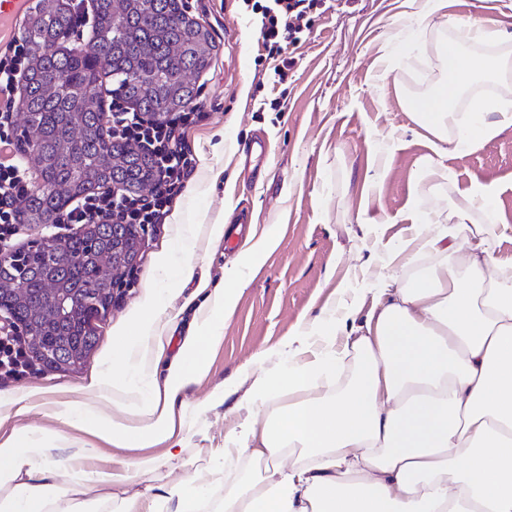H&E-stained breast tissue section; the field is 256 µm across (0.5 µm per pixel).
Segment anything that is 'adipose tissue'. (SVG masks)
I'll list each match as a JSON object with an SVG mask.
<instances>
[{"label":"adipose tissue","instance_id":"ef3b65f1","mask_svg":"<svg viewBox=\"0 0 512 512\" xmlns=\"http://www.w3.org/2000/svg\"><path fill=\"white\" fill-rule=\"evenodd\" d=\"M441 78L409 99L434 138L417 181L441 174L449 155L512 125V101L458 111L476 75L498 76L499 57L480 58L454 39L437 51ZM204 185L178 209L175 254L155 260L148 287L87 385L95 404L51 405L61 423L127 449L106 465L96 449L60 447L22 427L0 439V512H512V277L490 242L489 224L468 208L432 235L412 233L389 261L391 273L364 322L339 319L334 302L278 346L288 359L265 372L273 351L244 368L248 417L211 449L213 464L192 480L130 492L163 460L184 451L197 421L224 403L226 387L188 403L205 379L246 281L238 269L210 291L176 357L164 362L161 319L193 270ZM428 257L403 277L407 265Z\"/></svg>","mask_w":512,"mask_h":512}]
</instances>
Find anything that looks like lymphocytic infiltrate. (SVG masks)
I'll return each mask as SVG.
<instances>
[{
    "mask_svg": "<svg viewBox=\"0 0 512 512\" xmlns=\"http://www.w3.org/2000/svg\"><path fill=\"white\" fill-rule=\"evenodd\" d=\"M317 0H272L263 6L260 32L263 42H274L276 52H284L299 28L297 19L313 8ZM23 43L13 42L0 58V253L8 245L18 222L19 203L30 186L13 155L12 125L15 112L13 92L24 71ZM199 117L198 107H190L161 122L143 119L121 103H113L107 127L113 139L137 146L152 160L155 181L147 194L99 191L82 198L61 215L64 224H133L156 228L164 223L171 199L189 180L192 160L185 143L187 127Z\"/></svg>",
    "mask_w": 512,
    "mask_h": 512,
    "instance_id": "lymphocytic-infiltrate-1",
    "label": "lymphocytic infiltrate"
}]
</instances>
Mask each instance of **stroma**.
Returning <instances> with one entry per match:
<instances>
[{
    "instance_id": "35a3bbf8",
    "label": "stroma",
    "mask_w": 512,
    "mask_h": 512,
    "mask_svg": "<svg viewBox=\"0 0 512 512\" xmlns=\"http://www.w3.org/2000/svg\"><path fill=\"white\" fill-rule=\"evenodd\" d=\"M183 3L215 45L209 68L193 78L195 102L206 116L186 132L195 164L190 181H200L204 164L214 165L217 180L198 201L208 222L232 225L244 215L250 222L232 251L199 232L194 276L169 308L175 321L168 355L176 354L197 316L185 297L202 283L222 285L225 269L243 267L249 236L271 229L278 245L260 269L245 270L247 285L212 354L209 375L190 387L187 398L202 400L227 382L237 391L199 419L204 437H188L183 455L194 459V468L169 461L159 471L165 483L205 469L208 449L221 447L225 433L247 417L239 405L247 389L241 371L257 351L315 318L328 299L337 309L354 306L367 314L389 272V254L414 227L429 232L453 223L474 183L492 196L495 254L512 260V126L449 157V177L419 186L414 174L431 153L432 137L406 106L407 96L434 86L440 39H465L468 23L487 17L511 33L512 0H448V22L436 28L406 15L402 0H319L300 19L298 39L278 75L261 46L260 15L243 0ZM256 138L267 141V156L246 157ZM174 245L170 224L149 236L133 277L96 321V345L79 370L46 371L36 363L22 379L1 378L0 395L39 386L52 388L57 401L75 397L109 352L115 327L152 282L156 257ZM17 426L48 430L65 445L76 437L36 401L21 412L9 409L0 436Z\"/></svg>"
}]
</instances>
